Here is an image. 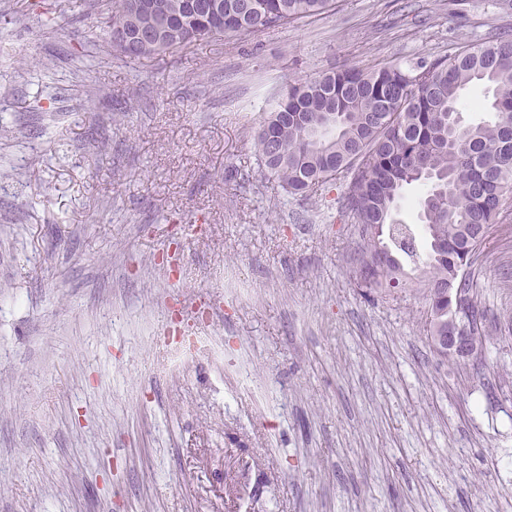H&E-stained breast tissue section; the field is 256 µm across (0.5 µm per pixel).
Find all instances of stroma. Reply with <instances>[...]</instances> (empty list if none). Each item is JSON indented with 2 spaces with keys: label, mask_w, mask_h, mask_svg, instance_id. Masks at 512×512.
<instances>
[{
  "label": "stroma",
  "mask_w": 512,
  "mask_h": 512,
  "mask_svg": "<svg viewBox=\"0 0 512 512\" xmlns=\"http://www.w3.org/2000/svg\"><path fill=\"white\" fill-rule=\"evenodd\" d=\"M504 35L496 0H341L128 64L94 0H0V512H512V199L455 363L419 270L357 285L341 181L289 196L255 146L299 77Z\"/></svg>",
  "instance_id": "stroma-1"
}]
</instances>
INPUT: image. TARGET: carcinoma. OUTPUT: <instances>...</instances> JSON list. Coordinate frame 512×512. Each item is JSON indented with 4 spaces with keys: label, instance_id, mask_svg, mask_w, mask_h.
<instances>
[{
    "label": "carcinoma",
    "instance_id": "1",
    "mask_svg": "<svg viewBox=\"0 0 512 512\" xmlns=\"http://www.w3.org/2000/svg\"><path fill=\"white\" fill-rule=\"evenodd\" d=\"M100 0L111 33L146 28L153 38L112 47L127 62L159 57L216 36L244 39L321 15L337 0ZM492 86L476 108L493 120L455 123L461 91ZM336 113V125L322 124ZM260 165L292 196H307L341 175V208L364 240L356 279L362 288H397L408 261L436 288L472 291L466 266L482 238L502 220L512 195V39L467 46L409 69L363 67L298 79L256 136ZM428 185L417 201L429 247L395 214L406 187ZM448 300H428L427 322L448 331Z\"/></svg>",
    "mask_w": 512,
    "mask_h": 512
}]
</instances>
